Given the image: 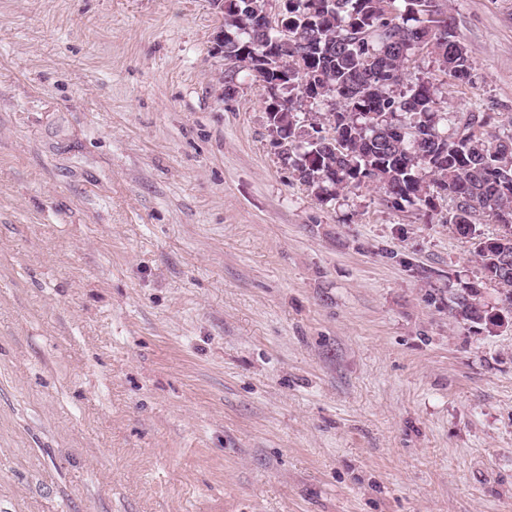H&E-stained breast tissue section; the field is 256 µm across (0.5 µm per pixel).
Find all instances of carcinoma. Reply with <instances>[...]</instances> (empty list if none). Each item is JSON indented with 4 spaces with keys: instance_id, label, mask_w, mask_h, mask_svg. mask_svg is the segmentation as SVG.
I'll use <instances>...</instances> for the list:
<instances>
[{
    "instance_id": "obj_1",
    "label": "carcinoma",
    "mask_w": 512,
    "mask_h": 512,
    "mask_svg": "<svg viewBox=\"0 0 512 512\" xmlns=\"http://www.w3.org/2000/svg\"><path fill=\"white\" fill-rule=\"evenodd\" d=\"M265 0H229L224 94L235 91L240 56L269 52L286 76L285 99L266 110L281 160L322 203L374 184L382 201L436 212L466 227L495 305L479 284L448 289V314L497 333L512 326V116L443 112L435 78L405 81L426 53L446 83L470 82L473 60L443 0H288L285 31L258 25ZM491 221L501 232L483 236ZM501 244H488V241Z\"/></svg>"
}]
</instances>
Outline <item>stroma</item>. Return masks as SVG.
<instances>
[{
    "label": "stroma",
    "mask_w": 512,
    "mask_h": 512,
    "mask_svg": "<svg viewBox=\"0 0 512 512\" xmlns=\"http://www.w3.org/2000/svg\"><path fill=\"white\" fill-rule=\"evenodd\" d=\"M442 110L512 114V0ZM210 0H0V512H512V330L471 239L322 203Z\"/></svg>",
    "instance_id": "35a3bbf8"
}]
</instances>
